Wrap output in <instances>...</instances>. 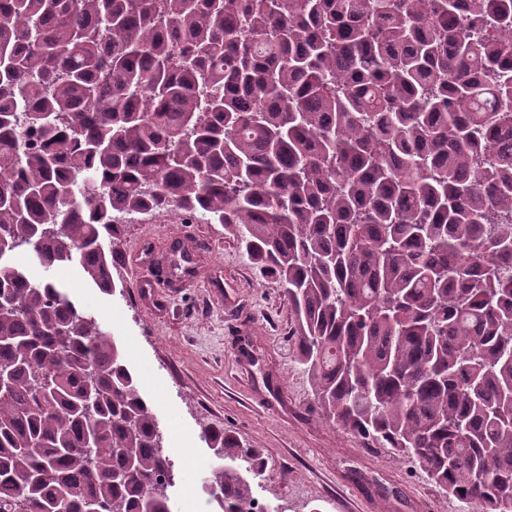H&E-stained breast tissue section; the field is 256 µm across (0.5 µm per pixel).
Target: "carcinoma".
Instances as JSON below:
<instances>
[{
    "mask_svg": "<svg viewBox=\"0 0 512 512\" xmlns=\"http://www.w3.org/2000/svg\"><path fill=\"white\" fill-rule=\"evenodd\" d=\"M224 225L328 420L512 512V0H0V512H172L111 335L129 215ZM202 491L253 512L222 428Z\"/></svg>",
    "mask_w": 512,
    "mask_h": 512,
    "instance_id": "obj_1",
    "label": "carcinoma"
}]
</instances>
